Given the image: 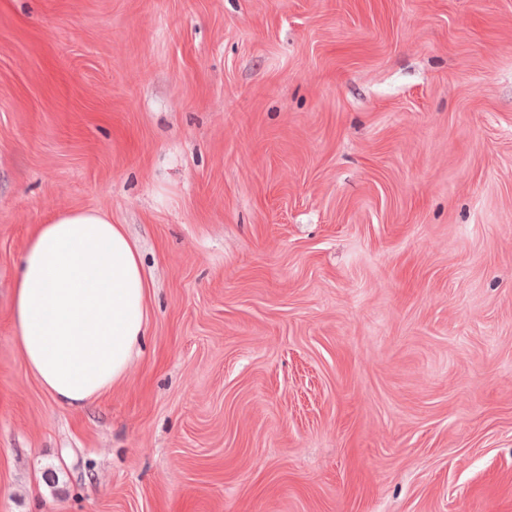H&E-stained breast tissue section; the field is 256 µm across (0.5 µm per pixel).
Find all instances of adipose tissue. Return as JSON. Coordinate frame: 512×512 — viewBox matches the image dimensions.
Listing matches in <instances>:
<instances>
[{
  "label": "adipose tissue",
  "instance_id": "adipose-tissue-1",
  "mask_svg": "<svg viewBox=\"0 0 512 512\" xmlns=\"http://www.w3.org/2000/svg\"><path fill=\"white\" fill-rule=\"evenodd\" d=\"M149 281L123 225L72 209L37 225L14 277L11 321L28 369L78 409L126 374L149 323Z\"/></svg>",
  "mask_w": 512,
  "mask_h": 512
}]
</instances>
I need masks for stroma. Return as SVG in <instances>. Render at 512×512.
<instances>
[{"label":"stroma","mask_w":512,"mask_h":512,"mask_svg":"<svg viewBox=\"0 0 512 512\" xmlns=\"http://www.w3.org/2000/svg\"><path fill=\"white\" fill-rule=\"evenodd\" d=\"M150 283L81 409L35 225ZM0 512H512V0H0ZM149 281L124 226L72 209L38 224L14 277L11 321L28 369L78 409L112 389L147 336Z\"/></svg>","instance_id":"1"}]
</instances>
